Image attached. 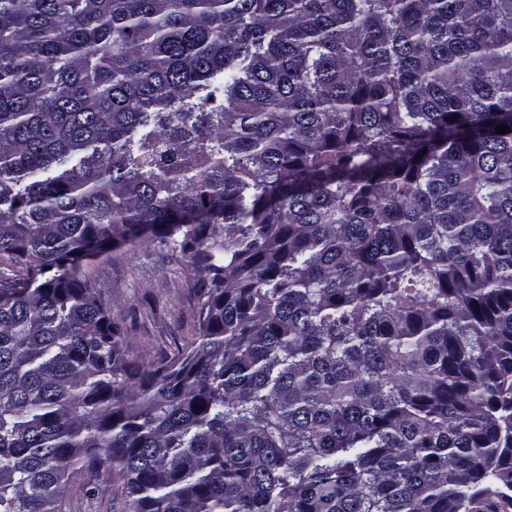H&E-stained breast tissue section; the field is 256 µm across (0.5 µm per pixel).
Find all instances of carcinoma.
I'll return each mask as SVG.
<instances>
[{
  "mask_svg": "<svg viewBox=\"0 0 512 512\" xmlns=\"http://www.w3.org/2000/svg\"><path fill=\"white\" fill-rule=\"evenodd\" d=\"M0 253V512H512V0H0ZM156 245L126 243L90 261L89 273L112 313L123 322L129 346L146 360L171 356L194 338L195 300L181 269ZM80 465H77L78 469ZM75 485H90L96 487L94 496L85 497L78 491L71 493L67 509L70 512H112V486L109 479L95 472L87 471L84 468L78 469Z\"/></svg>",
  "mask_w": 512,
  "mask_h": 512,
  "instance_id": "1",
  "label": "carcinoma"
}]
</instances>
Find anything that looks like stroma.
<instances>
[{"mask_svg":"<svg viewBox=\"0 0 512 512\" xmlns=\"http://www.w3.org/2000/svg\"><path fill=\"white\" fill-rule=\"evenodd\" d=\"M89 273L122 321L135 354L148 360L167 357L193 338L195 301L180 267L167 262L160 245L123 244L91 261ZM75 482L95 487L96 493L72 492L68 512H112V486L105 475L81 469Z\"/></svg>","mask_w":512,"mask_h":512,"instance_id":"obj_1","label":"stroma"}]
</instances>
